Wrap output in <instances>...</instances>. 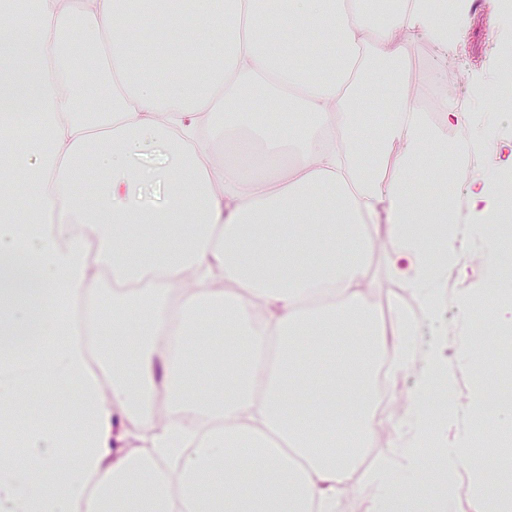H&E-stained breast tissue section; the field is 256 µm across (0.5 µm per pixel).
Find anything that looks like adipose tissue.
Listing matches in <instances>:
<instances>
[{"label": "adipose tissue", "mask_w": 512, "mask_h": 512, "mask_svg": "<svg viewBox=\"0 0 512 512\" xmlns=\"http://www.w3.org/2000/svg\"><path fill=\"white\" fill-rule=\"evenodd\" d=\"M126 2L31 0L25 30H0L1 87L12 89L10 72L27 60L38 64L35 133L0 156V415L30 392H77L73 418L0 426V446L21 448L20 461L0 464V512H336L378 428L381 361L394 376L414 363L418 330L463 259L456 231L428 243L430 225L448 221L453 184L427 202L414 182L437 155L463 167L486 148L477 136L448 140L444 127L466 119L440 86L419 87L438 97V125L407 80L365 72L363 56L409 58L419 33L447 45L465 0L451 14L428 0ZM180 25L193 47L166 55L180 70L130 60L136 30ZM284 29L290 45L271 51L270 33ZM88 30L101 35L102 61L72 50ZM385 85L384 119L365 115ZM260 94L301 127L254 124L249 102ZM226 138L241 156L259 148L292 163L275 180L245 178L212 158L210 142ZM160 144L159 169L133 165ZM152 178L168 195L147 208L140 186ZM88 181L91 202L78 193ZM384 199L388 271L417 302L398 305L390 331L369 297ZM466 205L475 230L508 208L477 172ZM106 269L109 290L99 285ZM40 288L58 303V335L16 353ZM106 321L109 348L92 356L87 337ZM200 368L211 384H196ZM439 392L453 400L456 377L432 358L407 443L367 474L374 512H425L432 500L454 512L463 488L473 512L512 498L465 443L442 450L445 482L428 476L419 448ZM161 402L196 423L157 425ZM125 421L141 428L142 449L113 450Z\"/></svg>", "instance_id": "1"}]
</instances>
